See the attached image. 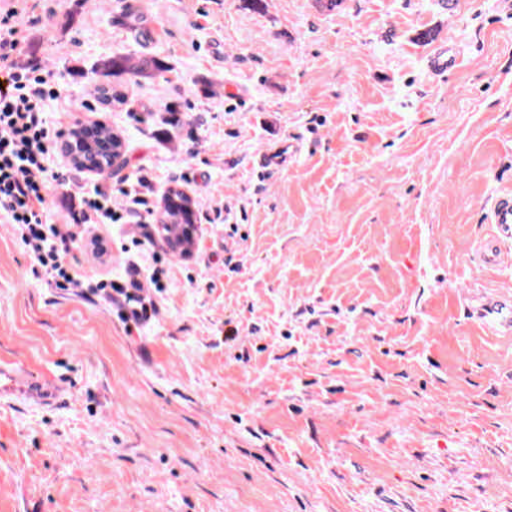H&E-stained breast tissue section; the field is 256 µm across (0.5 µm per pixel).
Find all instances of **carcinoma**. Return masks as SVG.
Wrapping results in <instances>:
<instances>
[{
  "label": "carcinoma",
  "instance_id": "1",
  "mask_svg": "<svg viewBox=\"0 0 512 512\" xmlns=\"http://www.w3.org/2000/svg\"><path fill=\"white\" fill-rule=\"evenodd\" d=\"M93 73L96 76L97 98L102 102L123 105L125 97L117 90L121 79L144 77L164 80L169 73V67L154 56L143 55L133 63L128 55H114L100 60ZM81 136L80 128L72 129V165L77 169H83L92 162L95 164V171L101 177H112V173L119 167V163L112 161V128L100 125L92 138L81 141ZM192 221L190 199L178 190L169 191L165 197L163 215L159 223L176 227L190 224Z\"/></svg>",
  "mask_w": 512,
  "mask_h": 512
}]
</instances>
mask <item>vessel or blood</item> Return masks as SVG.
I'll return each mask as SVG.
<instances>
[{"instance_id":"b4317fda","label":"vessel or blood","mask_w":512,"mask_h":512,"mask_svg":"<svg viewBox=\"0 0 512 512\" xmlns=\"http://www.w3.org/2000/svg\"><path fill=\"white\" fill-rule=\"evenodd\" d=\"M459 49L441 42L431 47L427 67L437 77L448 75L460 63ZM302 150V142L287 137L262 150L255 165L261 174H273L285 168ZM487 221L493 231L478 247L483 265L498 266L502 261L501 245L512 241V191L496 195L490 202ZM474 318L490 328L512 333V299H485L471 309ZM63 389L46 378L40 371L17 358H0V403L13 405L23 402L30 405L52 406L57 404Z\"/></svg>"}]
</instances>
